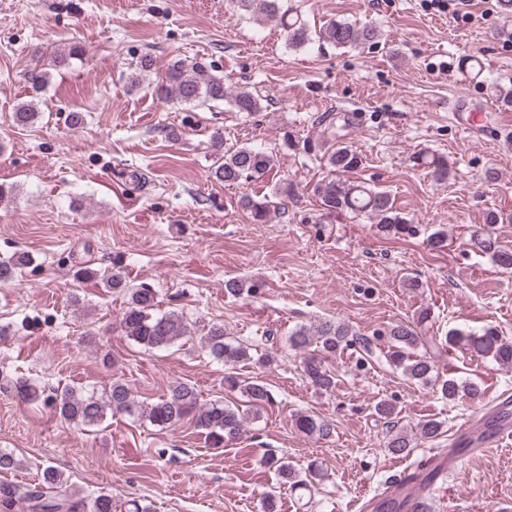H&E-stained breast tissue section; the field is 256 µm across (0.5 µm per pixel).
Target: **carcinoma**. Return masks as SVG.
<instances>
[{
  "instance_id": "obj_1",
  "label": "carcinoma",
  "mask_w": 512,
  "mask_h": 512,
  "mask_svg": "<svg viewBox=\"0 0 512 512\" xmlns=\"http://www.w3.org/2000/svg\"><path fill=\"white\" fill-rule=\"evenodd\" d=\"M240 9L260 12L269 18L280 20L285 31L286 42L293 48H305L318 44V49L356 48L377 37V30L369 25H358L346 20H331L318 33H312L309 26L299 17L292 16V10L284 7L283 0H237ZM153 69V61L141 56L130 64L128 87L136 90L142 85L144 73ZM49 81V71L44 67H33L26 74V82L36 93L42 91ZM159 90L175 96L182 102L218 104L229 102L236 112L252 114L262 110L261 98L248 90L229 91L224 86V78L211 73L208 65L202 61L187 63L181 59L172 62L162 78ZM38 118L34 104L22 102L16 105L11 116L14 125L26 127ZM323 126L325 141L334 142V149L327 156V165L332 168L336 178L315 186L323 215L336 217L352 215L365 217L376 224L379 233L387 236H413L419 232V225L398 211L395 200L387 191H381L360 183H351L341 175L358 169L362 157L351 147L344 145L343 138L354 124V116L344 112H325L318 118ZM413 163L433 169L438 178L448 176V162L442 156L418 152L412 157ZM271 154L261 148L240 146L224 153V161L215 169V178L226 183H239L256 179L267 173L273 166ZM274 202L269 197L245 194L238 200V207L247 213L251 222L263 224L267 221ZM472 248L492 257L504 273H512V248L501 244L490 231L472 235ZM32 257L26 253H15L7 260H0V282H9L32 264ZM104 286L123 292L127 306L120 321V329L127 339L149 350H165L188 336L189 326L184 316L176 312H156L159 306L158 294L154 288L142 284L136 288L129 285L124 268L116 262L112 270L103 278ZM232 295L257 293L260 284H247L236 278L224 284ZM431 310H417L412 320L398 322L386 328L381 335L387 337V361L402 370L410 380L438 385L442 398L450 401L463 397L481 396V387L471 381H461L456 377L440 378L434 376L435 365L424 347L439 345L437 337L425 336L426 324L430 322ZM209 356L232 370L252 359L250 347L224 333V325L213 323L200 337ZM375 337L366 336L341 322L324 320L313 328L299 326L295 328L288 342L291 347L303 354V372L310 382L325 391L335 387V374L326 366V360L346 349L360 354L359 362L365 363L367 355L372 353ZM444 343L466 345L483 357L497 364L512 367V341L502 338L494 327H487L476 335L462 329L448 331ZM224 383L232 390L243 393L250 403L254 414L274 400L268 386L261 380L242 382L234 374L224 377ZM3 390L14 391L25 400L33 401L43 396L30 380L18 378L3 383ZM56 413L65 421L84 426H96L107 415H125L128 417H146L159 428H169L181 421L192 420L195 427L206 435L208 441L218 447L236 439L243 431L246 417L239 407L222 401L209 404L199 402L196 388L186 382H175L157 401L143 405L132 395L127 383L117 378L102 388H66L54 390L46 396ZM297 429L308 435L327 437L332 424L311 414L300 413L294 418ZM386 448L395 455L405 456L412 448L411 439L403 431L392 435ZM265 464L275 470L291 489H306L323 477L322 468L311 461L299 471L285 460V457L269 451ZM29 503L32 512H153L149 504L131 500L119 506L112 496L101 492L91 499L73 494L62 475L53 467L44 471L41 483L29 486L0 488V506L9 509L13 500ZM407 500L398 489L387 495L375 505V512H404Z\"/></svg>"
}]
</instances>
